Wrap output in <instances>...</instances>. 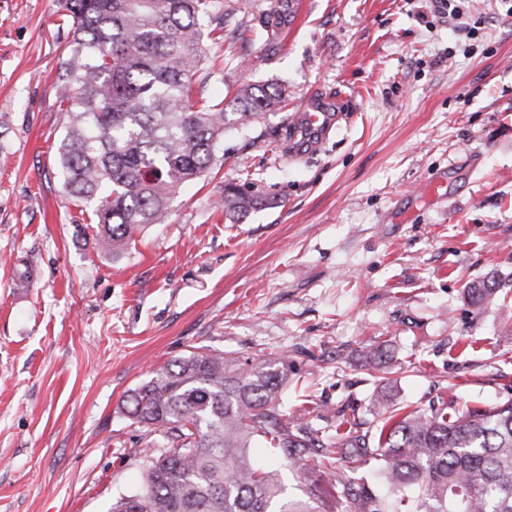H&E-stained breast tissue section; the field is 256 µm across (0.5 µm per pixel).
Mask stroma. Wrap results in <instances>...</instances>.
I'll list each match as a JSON object with an SVG mask.
<instances>
[{"label":"stroma","mask_w":512,"mask_h":512,"mask_svg":"<svg viewBox=\"0 0 512 512\" xmlns=\"http://www.w3.org/2000/svg\"><path fill=\"white\" fill-rule=\"evenodd\" d=\"M223 2L240 28L202 40L208 93L248 82L282 102L228 123L211 173L116 255L57 175L65 2L0 0V512H109L139 491L166 440L126 395L203 346L288 353L280 410L328 430L340 411L373 420L379 370L414 408L512 397V304L466 294L512 289V0H468L460 20L432 0H293L283 32L271 0ZM315 94L346 118L289 159ZM440 173L446 199L420 197ZM228 186L265 206L230 223ZM493 281H483L467 289V296L474 306L483 307L501 302L505 304L509 292L499 288Z\"/></svg>","instance_id":"stroma-1"}]
</instances>
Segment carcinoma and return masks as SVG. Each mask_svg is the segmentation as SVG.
Returning <instances> with one entry per match:
<instances>
[{"mask_svg":"<svg viewBox=\"0 0 512 512\" xmlns=\"http://www.w3.org/2000/svg\"><path fill=\"white\" fill-rule=\"evenodd\" d=\"M220 0H65L72 40L57 76L66 123L57 148L62 192L82 204L112 253L138 230L164 223L182 187L204 177L224 139L227 108L245 129L278 96L253 84L224 102L207 95L216 68L203 54L199 18L232 15ZM238 223L263 202L229 186L219 201ZM478 307L504 303L496 281L467 289ZM288 353L262 359L191 351L127 395L135 423L163 429L166 446L145 454L142 490L110 512H512V398L487 407L440 399L428 409L375 396L374 420L340 419L327 435L307 413L276 410L288 384ZM262 442L303 478L286 497L278 475L254 461ZM379 461L385 497L347 471L324 485L313 466Z\"/></svg>","mask_w":512,"mask_h":512,"instance_id":"1","label":"carcinoma"}]
</instances>
